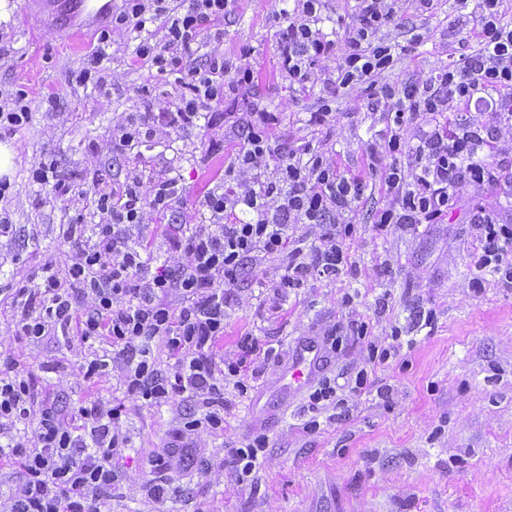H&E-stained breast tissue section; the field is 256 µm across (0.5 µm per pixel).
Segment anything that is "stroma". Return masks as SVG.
I'll return each instance as SVG.
<instances>
[{
  "instance_id": "stroma-1",
  "label": "stroma",
  "mask_w": 512,
  "mask_h": 512,
  "mask_svg": "<svg viewBox=\"0 0 512 512\" xmlns=\"http://www.w3.org/2000/svg\"><path fill=\"white\" fill-rule=\"evenodd\" d=\"M8 4V19H0V105L24 93L33 118L14 133H0V142L15 150V175L0 200V212L12 222L9 235L0 237V370L12 362L33 373L38 390L65 415L81 403L122 405L119 427L132 448L114 465L110 512H512V288L480 270L482 244L470 224L480 207L512 217V184L462 186L444 223L376 230V213L388 198L368 167V148L387 114L366 110L359 90L343 89L329 121L309 125L336 62L321 60L307 90H294L278 63V0H235L221 22L224 35L211 40L209 53L231 61L248 53L256 81L225 102L221 127H190L153 148V156L173 160L182 199L163 220L149 223L145 235L160 256L176 225L208 223L201 202L223 184L224 164L240 144L245 121L265 109L279 113L278 136L287 148L323 151L363 181L357 207L336 218L351 227L344 240L347 262L335 279L313 275L290 289L276 309L267 285L283 273L284 261L242 271L226 295L224 359L235 360L246 336L271 354L256 361L246 394L225 390L223 428L194 437L192 457L174 475L165 501L145 496L152 455L197 418L196 404L149 406L126 399L116 370L84 380L91 351H111V344L89 346L61 335L15 338L10 302L18 281L35 285L44 264L66 263L63 224L79 212L87 223L99 222L88 195L94 171L121 183L140 169L135 152L113 150L112 128L166 84L131 66L136 41L117 31L103 61L106 91H94L81 74L99 28L77 49L59 7L48 0ZM397 9L403 25L378 33L394 56L378 84L424 79L450 58L477 52L473 9H459L455 0H437L425 15L415 13L411 0H399ZM412 26L421 40H412ZM213 140L219 143L214 151L208 148ZM41 160L76 184L81 197L66 205L33 183L31 169ZM362 326L363 339L357 336ZM331 331L344 342L329 352L325 374L342 385L345 406L314 415L302 392L280 407L282 375L295 343L320 341ZM372 342L390 349L384 364L369 363ZM362 370L367 384L358 391ZM313 418L318 429L305 431ZM259 434L268 440L263 463L237 482L225 451Z\"/></svg>"
}]
</instances>
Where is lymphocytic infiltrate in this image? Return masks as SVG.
<instances>
[{"mask_svg": "<svg viewBox=\"0 0 512 512\" xmlns=\"http://www.w3.org/2000/svg\"><path fill=\"white\" fill-rule=\"evenodd\" d=\"M169 2L121 0L112 8L113 29L141 36L134 65L170 79L178 91L164 105L127 113L112 131L123 150L158 143L199 122L217 126L224 118L219 107L225 97L254 81L247 59L198 61L208 31L224 20L232 0H188L182 13ZM497 6L498 0H480L477 57L450 60L435 76L395 86L376 83L394 61L391 46L377 38L397 17L385 0H358L341 47L318 26L323 0H295L293 10H281L279 61L299 90H306L316 62L339 59L334 79L327 82L328 94L309 116L310 125L328 121L342 89L366 88L367 109L386 107L384 147L369 154V167L382 173L390 198L376 216L378 230L439 223L463 185L501 181L500 163L481 150L488 139L512 130V107L501 106L492 126L465 118L452 132L441 121L451 100L467 103L488 91L512 96V25L502 21ZM154 23L164 32L158 41L145 34ZM279 124V113L268 111L247 121L243 144L224 178L234 182L248 174L250 184L241 192L219 187L205 196L202 206L210 222L200 229L179 225L168 240L178 256L173 266L152 264L142 232L149 219L164 216L179 201L177 180L132 177L108 185L93 178L94 205L105 220L89 230L79 214L64 225L71 261L61 268L45 267L37 287L15 289V335L39 339L59 332L85 343L109 340L111 357L90 360L85 379L116 366L127 395L135 400L162 405L199 399L204 413L187 423V431L222 428L225 386L243 390L240 374L262 351L258 340L247 336L238 345L236 361L218 355L225 286L235 284L244 263L258 266L282 256L288 262L271 283L274 296L301 287L314 274L338 275L346 261L345 233L330 221L364 192L360 179L346 177L335 161L312 148L285 150L277 137ZM411 125L417 131L409 138L405 132ZM401 154L407 155L408 165H398ZM269 162L275 171L271 177L261 171ZM471 222L484 250L483 266L500 274L503 287L512 288V224L483 208L473 212ZM295 224H325L329 230L307 254L290 232ZM164 358L170 365L162 370L158 364ZM34 383L30 373L0 378V434L20 423L33 428L32 446H0V460L18 463L24 475L18 492L7 499L6 512H102L112 495V465L128 448L118 426L121 407L95 401L73 408L65 418L54 402L39 396ZM184 453V447L171 444L153 455L155 475L143 485L149 499L164 500Z\"/></svg>", "mask_w": 512, "mask_h": 512, "instance_id": "obj_1", "label": "lymphocytic infiltrate"}]
</instances>
